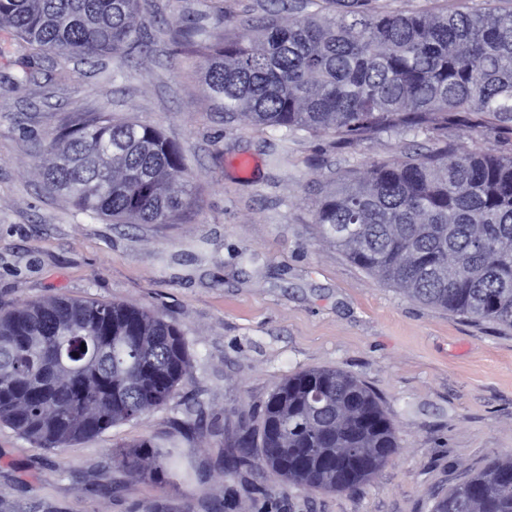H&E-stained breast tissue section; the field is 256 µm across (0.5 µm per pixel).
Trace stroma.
I'll list each match as a JSON object with an SVG mask.
<instances>
[{
  "mask_svg": "<svg viewBox=\"0 0 512 512\" xmlns=\"http://www.w3.org/2000/svg\"><path fill=\"white\" fill-rule=\"evenodd\" d=\"M301 0H145L146 49L113 61L43 55L16 86L25 47L0 29V308L52 296L126 302L184 333L190 369L163 408L60 451L0 425V512H431L438 495L512 454V329L423 305L323 239L325 190L370 164L436 147L434 132L345 141L214 111L198 23L214 34L300 14ZM158 127L182 150L197 203L177 224H111L75 213L37 165L48 141L91 119ZM457 152L512 154V132L448 129ZM334 368L390 417L397 452L361 490L308 488L269 470L227 474L241 418L288 376ZM202 417L185 440L177 424ZM153 438L184 451L179 475L140 477L111 459ZM112 493L100 495V485Z\"/></svg>",
  "mask_w": 512,
  "mask_h": 512,
  "instance_id": "1",
  "label": "stroma"
}]
</instances>
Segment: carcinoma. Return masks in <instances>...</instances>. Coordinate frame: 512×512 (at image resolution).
I'll use <instances>...</instances> for the list:
<instances>
[{
    "mask_svg": "<svg viewBox=\"0 0 512 512\" xmlns=\"http://www.w3.org/2000/svg\"><path fill=\"white\" fill-rule=\"evenodd\" d=\"M142 0H0V28L30 54L110 57L124 75L141 43ZM331 12L245 23L235 40L203 37L214 108L256 124L356 139L448 129L462 112L512 132V9L394 14L372 0H328ZM45 185L75 210L113 224H176L195 204L180 148L158 128L93 119L50 141ZM322 236L410 298L512 328V155L446 145L378 162L326 192ZM189 372L181 328L128 303L64 296L0 310V423L43 448L95 438L165 406ZM261 465L297 484L356 492L399 448L371 391L331 368L298 372L265 402L259 430L240 422L237 467ZM175 443L145 439L114 454L130 473L178 474ZM432 512H512V456L435 499Z\"/></svg>",
    "mask_w": 512,
    "mask_h": 512,
    "instance_id": "1",
    "label": "carcinoma"
}]
</instances>
